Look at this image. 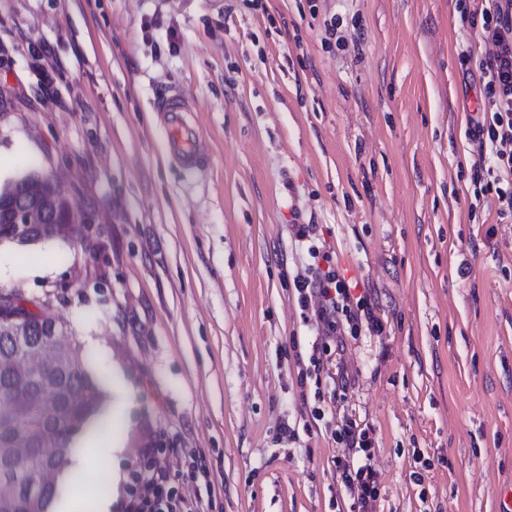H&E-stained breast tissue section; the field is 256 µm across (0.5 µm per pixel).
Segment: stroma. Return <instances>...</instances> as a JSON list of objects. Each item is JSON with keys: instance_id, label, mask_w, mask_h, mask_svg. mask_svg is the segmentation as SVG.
<instances>
[{"instance_id": "obj_1", "label": "stroma", "mask_w": 512, "mask_h": 512, "mask_svg": "<svg viewBox=\"0 0 512 512\" xmlns=\"http://www.w3.org/2000/svg\"><path fill=\"white\" fill-rule=\"evenodd\" d=\"M356 22L360 51L325 48ZM485 47L457 0H0V185L31 169L95 221L0 245V289L119 373L122 449L94 492L163 469L197 512H346L339 449L299 387L314 332L291 227L317 225L384 331L331 364L373 432L376 512H498L512 487V221L476 201ZM177 87L187 170L152 109ZM50 258V270L26 267ZM153 108L166 124L170 157L186 167L197 164L204 147L196 126L187 120V114L195 112L190 101L180 90L172 89L156 98Z\"/></svg>"}]
</instances>
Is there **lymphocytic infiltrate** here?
Segmentation results:
<instances>
[{
  "label": "lymphocytic infiltrate",
  "mask_w": 512,
  "mask_h": 512,
  "mask_svg": "<svg viewBox=\"0 0 512 512\" xmlns=\"http://www.w3.org/2000/svg\"><path fill=\"white\" fill-rule=\"evenodd\" d=\"M462 23L479 29L487 47L479 61L482 86L469 137L479 160L471 180L481 195L492 196L500 218H512V0H459ZM491 157L485 167L483 157ZM315 227H293L296 242L307 244L310 262L297 272L293 286L297 302L317 337L310 363L322 373L332 356V345L368 331L380 334L384 326L368 296L354 295L332 251L312 245ZM343 452L334 458L336 478L351 498L350 512H375L379 498V467L369 427L346 415L336 418L331 431ZM128 512H193L171 480L158 475L144 481L128 504Z\"/></svg>",
  "instance_id": "obj_1"
}]
</instances>
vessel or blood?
<instances>
[{"mask_svg": "<svg viewBox=\"0 0 512 512\" xmlns=\"http://www.w3.org/2000/svg\"><path fill=\"white\" fill-rule=\"evenodd\" d=\"M155 111L160 112L168 132L167 149L170 157L190 167L203 155V143L196 126L187 119L193 107L180 90L172 89L155 99Z\"/></svg>", "mask_w": 512, "mask_h": 512, "instance_id": "b4317fda", "label": "vessel or blood"}]
</instances>
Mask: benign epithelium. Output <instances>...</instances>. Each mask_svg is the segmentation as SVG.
Returning a JSON list of instances; mask_svg holds the SVG:
<instances>
[{"label": "benign epithelium", "mask_w": 512, "mask_h": 512, "mask_svg": "<svg viewBox=\"0 0 512 512\" xmlns=\"http://www.w3.org/2000/svg\"><path fill=\"white\" fill-rule=\"evenodd\" d=\"M24 193L29 198H36L41 208L13 207L6 217L9 232L4 239L18 244L30 245L41 241L35 236L34 229L40 225L39 215L44 209H54L63 214L61 221L52 225L51 236L58 235L60 228L73 223V209L69 196L51 176L42 174L27 183ZM49 318L38 306L31 304L15 291L0 289V335L12 337L14 343H25L29 324L34 320ZM48 339L39 347V353L28 356L21 363L16 390L20 393L29 391L35 385L50 382L55 376L71 370L76 360L70 354L74 341L71 332L62 321L52 319L47 331ZM29 452V444L24 439L6 440L0 443V458L14 460ZM66 466L65 449L59 448L44 464L42 470L34 477V482L42 490L58 493L59 485L51 480L64 471Z\"/></svg>", "instance_id": "obj_1"}]
</instances>
